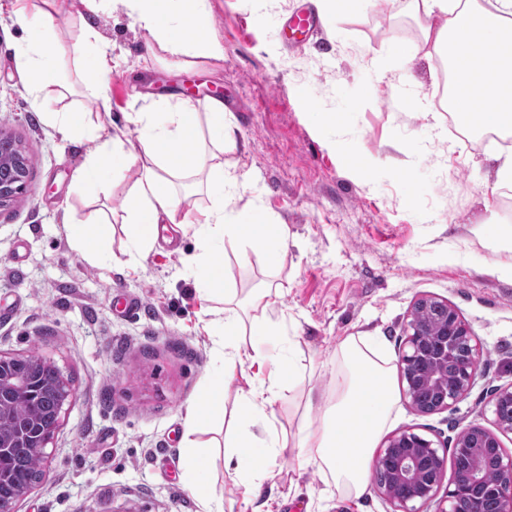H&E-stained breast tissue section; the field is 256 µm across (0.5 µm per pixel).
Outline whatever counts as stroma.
I'll use <instances>...</instances> for the list:
<instances>
[{"instance_id": "1", "label": "stroma", "mask_w": 512, "mask_h": 512, "mask_svg": "<svg viewBox=\"0 0 512 512\" xmlns=\"http://www.w3.org/2000/svg\"><path fill=\"white\" fill-rule=\"evenodd\" d=\"M308 3L208 0V32L223 43L224 60L192 70L150 59L149 36L116 2L94 19L120 61L102 102L78 77L80 0H29L53 18L67 88L40 101L17 60L25 33L10 0H0V127L35 159L27 194L0 210V356L38 352L72 388L47 475L17 512H203L181 482L179 443L189 404L220 364L212 303L185 272L192 238L158 240L130 259L122 204L135 171L109 197L86 198L73 173L87 149L62 142L39 118L48 110L78 106L91 121L122 126L159 93L178 92L199 108L210 97L228 100L238 146L225 152V167L296 235L273 269L242 241H224V275L238 297L266 282L279 288L268 314L290 342L302 384L274 402L278 429L319 427L346 337H375L380 354L398 362L422 295L455 305L487 353L454 408L422 415L398 402L387 432L411 426L454 441L487 424L492 394L512 383V278L497 270L512 263V250L492 251L474 232L492 212V235L512 229V184L498 182L491 162L512 138L475 136L450 120L443 70L426 57L414 21L376 0L288 48L283 16ZM314 110L335 124H314ZM68 211L109 217L111 267L69 247ZM311 389L320 397L310 405ZM213 481L224 512L391 510L375 485L348 495L316 466L298 468L289 452L259 492L234 485L220 457Z\"/></svg>"}]
</instances>
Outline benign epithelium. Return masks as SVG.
Returning a JSON list of instances; mask_svg holds the SVG:
<instances>
[{"mask_svg": "<svg viewBox=\"0 0 512 512\" xmlns=\"http://www.w3.org/2000/svg\"><path fill=\"white\" fill-rule=\"evenodd\" d=\"M27 152L11 134L0 128V208L15 201L28 184ZM432 309L441 318V330L428 336V324L416 318V310ZM405 340L400 358L403 397L421 414L448 410L462 400L473 385L486 348L458 309L432 296L417 299L404 327ZM18 401H29L42 387L55 390L59 402L52 414L39 424L1 428L7 408L0 406V459L7 460L22 442L35 446L40 461L50 457L48 445L57 430L64 406L71 396L68 382L58 367L43 356L38 364L7 379ZM490 426L473 425L461 433L453 451L469 460L464 473L453 472L444 496L436 500L447 469L448 448L440 440L427 439L407 428L389 436L376 456L389 464L387 480L378 486L390 502L392 512H425L437 502L435 512H458L466 500L469 512H485V503L494 502V512H512V454L500 439L512 433V384L495 392L490 401ZM494 459L503 475L496 486L484 480V461ZM33 489L19 481L0 491V512H15L16 503Z\"/></svg>", "mask_w": 512, "mask_h": 512, "instance_id": "1", "label": "benign epithelium"}]
</instances>
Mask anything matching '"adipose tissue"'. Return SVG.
<instances>
[{
  "label": "adipose tissue",
  "mask_w": 512,
  "mask_h": 512,
  "mask_svg": "<svg viewBox=\"0 0 512 512\" xmlns=\"http://www.w3.org/2000/svg\"><path fill=\"white\" fill-rule=\"evenodd\" d=\"M126 13L153 42L154 58L189 66L194 60L219 62L224 46L207 32V0H121ZM389 8L407 7L418 25L427 57L448 66L453 85L452 107L470 126L494 133L512 132V0H386ZM16 23L28 33L18 57L27 74L26 88L45 97L58 82L56 41L49 33V15L30 9L28 0H14ZM88 56L80 79L92 91L109 82L112 48L93 24L84 28ZM41 120L62 139L94 145L74 180L92 199L109 193L114 182L134 169L138 177L123 201L124 222L132 251L151 247L161 225L192 229L196 250L187 265L200 293L220 298L223 316L217 322L220 364L212 381L188 408L182 440V480L201 502L204 512H224L211 478V461L223 455L235 482L257 487L270 474L274 460L293 449L299 466L317 465L336 487L361 496L372 451L396 403L392 368L377 354L371 337L349 336L339 346L344 365L336 379L319 429H300L288 440L269 415L284 387L298 384L293 357L279 352L270 358L266 337L281 333L267 313L270 286L253 291L249 312L233 302L224 278V241L241 240L256 249L266 264L278 266L291 239L287 225L277 223L255 204L227 208L226 198L243 195L247 182L224 167V151L236 148L232 113L221 99H210L204 110L169 95L151 101L130 121L138 132V148H130L123 130L91 123L81 112H44ZM195 180L208 197L206 209L188 208L180 187ZM107 218L66 223L70 247L93 264L112 260V239L104 232ZM273 359L267 381H248L233 412L224 408V379L249 361ZM231 417L223 445L205 446L194 435L205 426Z\"/></svg>",
  "instance_id": "1"
}]
</instances>
